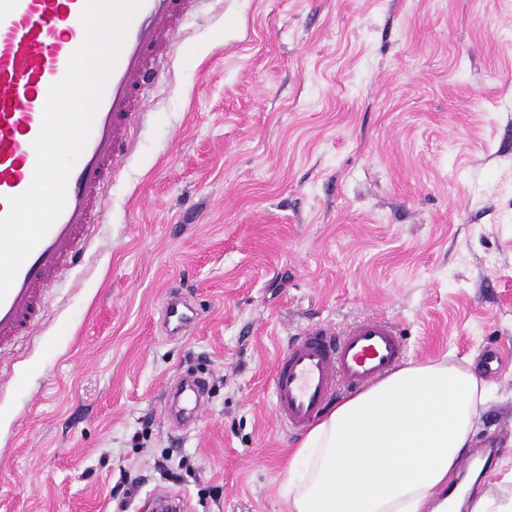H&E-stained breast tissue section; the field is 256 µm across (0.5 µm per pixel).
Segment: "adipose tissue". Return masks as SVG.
Here are the masks:
<instances>
[{
	"mask_svg": "<svg viewBox=\"0 0 512 512\" xmlns=\"http://www.w3.org/2000/svg\"><path fill=\"white\" fill-rule=\"evenodd\" d=\"M484 404L471 368L404 364L301 438L288 467L289 512H460L441 494Z\"/></svg>",
	"mask_w": 512,
	"mask_h": 512,
	"instance_id": "obj_1",
	"label": "adipose tissue"
}]
</instances>
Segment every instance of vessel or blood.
Wrapping results in <instances>:
<instances>
[{
	"instance_id": "b4317fda",
	"label": "vessel or blood",
	"mask_w": 512,
	"mask_h": 512,
	"mask_svg": "<svg viewBox=\"0 0 512 512\" xmlns=\"http://www.w3.org/2000/svg\"><path fill=\"white\" fill-rule=\"evenodd\" d=\"M193 0H143L105 84L85 147L67 180L64 208L20 267L0 302V350L33 335L46 294L82 255L106 188L131 148L128 127L147 109L146 87L171 48ZM84 0H0V216L8 197L30 186L33 141L50 86L84 39ZM198 316L181 295L168 300L167 335H188ZM406 346L394 323L372 314L341 328H304L277 363L273 413L281 427L305 430L337 389L362 390L399 365Z\"/></svg>"
}]
</instances>
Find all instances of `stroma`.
I'll return each mask as SVG.
<instances>
[{
    "instance_id": "obj_1",
    "label": "stroma",
    "mask_w": 512,
    "mask_h": 512,
    "mask_svg": "<svg viewBox=\"0 0 512 512\" xmlns=\"http://www.w3.org/2000/svg\"><path fill=\"white\" fill-rule=\"evenodd\" d=\"M148 98L80 262L0 357V512H288L275 367L375 313L408 359L481 375L480 491L512 494V363L486 370L512 346V0H198ZM176 291L198 323L169 337ZM183 374L209 394L176 428Z\"/></svg>"
}]
</instances>
